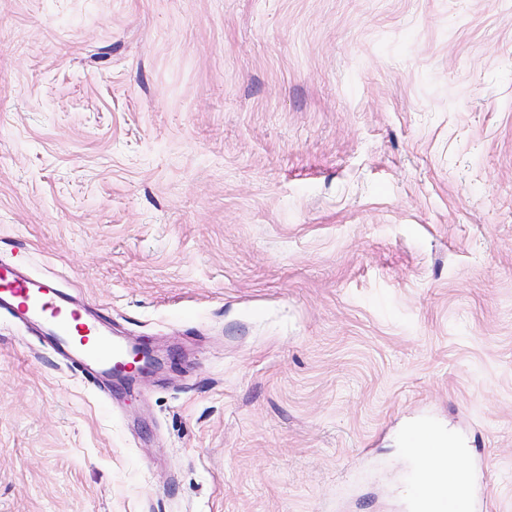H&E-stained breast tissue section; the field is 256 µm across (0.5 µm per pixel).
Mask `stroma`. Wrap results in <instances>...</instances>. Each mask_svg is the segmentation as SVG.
I'll return each instance as SVG.
<instances>
[{
    "label": "stroma",
    "instance_id": "obj_1",
    "mask_svg": "<svg viewBox=\"0 0 512 512\" xmlns=\"http://www.w3.org/2000/svg\"><path fill=\"white\" fill-rule=\"evenodd\" d=\"M0 263L163 359L0 315V512H512V0H0ZM454 476L462 478L463 476H466V472L457 470L451 475L448 473L447 480L446 473L440 475L434 479L432 487L421 484V488L415 493L418 499L412 500L413 509L416 511L420 509L436 508L432 511L419 512H445L444 510H446V505H448V512H450V504L451 502H454L461 510L469 512L470 510L471 512H483L484 509H486L487 504L486 488H484L482 493V502L478 501L475 496L470 475L468 476L467 481H453V484L456 486V490L448 498V495L446 494V486H448V492H450L451 485L449 481L452 480Z\"/></svg>",
    "mask_w": 512,
    "mask_h": 512
}]
</instances>
